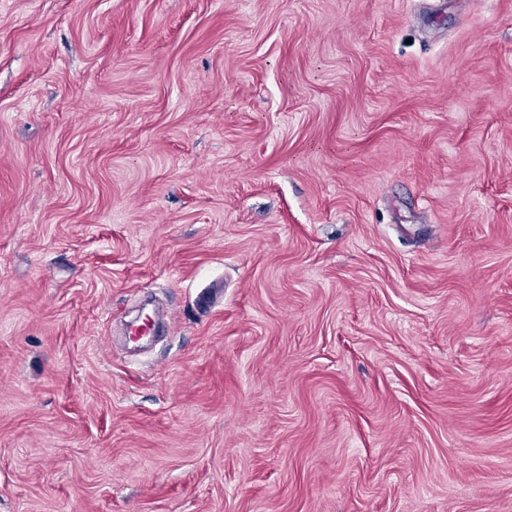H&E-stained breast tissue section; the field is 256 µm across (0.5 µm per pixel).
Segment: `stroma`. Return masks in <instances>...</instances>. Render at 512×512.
I'll return each mask as SVG.
<instances>
[{
	"mask_svg": "<svg viewBox=\"0 0 512 512\" xmlns=\"http://www.w3.org/2000/svg\"><path fill=\"white\" fill-rule=\"evenodd\" d=\"M0 512H512V0H0Z\"/></svg>",
	"mask_w": 512,
	"mask_h": 512,
	"instance_id": "stroma-1",
	"label": "stroma"
}]
</instances>
